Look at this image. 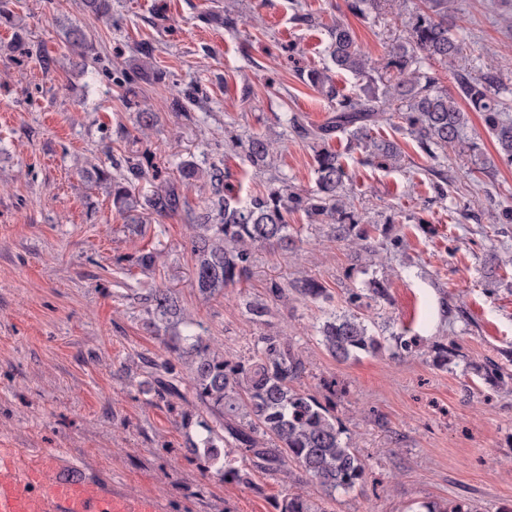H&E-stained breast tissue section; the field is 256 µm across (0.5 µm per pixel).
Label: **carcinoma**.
Instances as JSON below:
<instances>
[{
  "mask_svg": "<svg viewBox=\"0 0 512 512\" xmlns=\"http://www.w3.org/2000/svg\"><path fill=\"white\" fill-rule=\"evenodd\" d=\"M388 0H348L351 12L362 17ZM428 10L410 21L408 41L393 46L386 69L389 82L380 86L369 50L359 43L344 20L336 19L329 31L331 59L338 71L366 81L362 95L348 96L335 89L328 70H313L310 82L336 102L335 115L313 126L294 115L289 128L312 144L317 187L299 193L282 184L240 202L224 191L228 174L217 165L203 168L192 159L177 165L179 179L167 180L148 195L135 194L142 180L159 178L150 159L131 155L122 173L112 177V203L130 226L151 219L172 218L188 207L184 189L193 181H208L215 194L209 205L191 215V252L195 263L193 284L206 298L251 277L256 250H283L292 244L288 214L302 211L311 223L326 227V236L356 249L373 262L380 246L355 213L347 194L349 174L341 156L330 149L338 134L363 151L365 160L379 165L396 162L395 143L373 135L372 127L387 112L398 119V128L433 159L464 143L467 113L459 100L482 114L484 127L503 161L512 164V117L501 98V88L487 73L479 78L455 68L462 51V26L448 27V13L455 0H427ZM100 18H112V0H85ZM435 60L453 72L457 94L442 88L430 68ZM247 161L267 165L273 141L263 135L236 139ZM328 298L327 289L311 276L291 282L273 280L262 295L245 303L246 312L266 323L272 308L290 301L316 302ZM147 318L144 329L160 340L164 354L148 360L152 381L149 392L159 401L180 408L182 425L197 429L191 452L204 474L216 467L224 483L254 486L257 472L296 479L291 467L316 483L327 495L352 491L361 485L365 464L354 441L336 418L329 398L300 388L308 373L307 362L293 339L279 332H264L254 339L249 355L224 356V348L207 336L203 324L185 313L177 296L167 288H151L141 296ZM356 309L331 313L316 327L320 344L334 359L345 362L374 355L385 348L384 326ZM277 512H318L302 491L287 490L275 503Z\"/></svg>",
  "mask_w": 512,
  "mask_h": 512,
  "instance_id": "cac0c4a2",
  "label": "carcinoma"
}]
</instances>
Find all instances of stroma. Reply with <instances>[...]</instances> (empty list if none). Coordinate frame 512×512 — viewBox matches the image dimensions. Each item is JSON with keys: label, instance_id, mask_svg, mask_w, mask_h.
I'll return each mask as SVG.
<instances>
[{"label": "stroma", "instance_id": "1", "mask_svg": "<svg viewBox=\"0 0 512 512\" xmlns=\"http://www.w3.org/2000/svg\"><path fill=\"white\" fill-rule=\"evenodd\" d=\"M457 4L467 30L457 68L496 72L512 100V0ZM10 5L16 26L0 27V448L15 449L22 468L54 451L65 475L150 497L156 512H275L285 488L279 476L255 475L250 488L203 478L190 452L194 428L142 391L143 360L162 347L142 326L138 298L166 286L225 356L247 355L264 330H284L309 363L302 389L335 383L336 415L356 437L366 477L330 498L309 488L323 512H415L423 502L444 512L457 503L512 512V223L488 219L512 206V165L481 113H469L464 132L480 157L452 152L443 167L392 121L374 133L398 144L397 164H363L345 136L333 138L357 213L379 228L383 265L366 266L299 212L290 218L295 250L258 251L250 280L227 298L205 299L191 286L188 213L129 233L110 182L86 176L144 154L165 179L176 177L182 158L225 167L243 201L277 178L297 192L315 190L314 151L284 118L320 125L333 116L311 70L331 68L342 93L363 88L332 69L329 26L343 19L382 64L407 41L426 0H397L368 20L345 0H112L116 28L84 0ZM71 26L87 36L81 68L65 38ZM18 34L41 56H14ZM142 42L151 56L138 53ZM136 68L132 107L123 76ZM191 85L196 101H177L175 89ZM141 105L160 116L144 134ZM233 133L284 145L259 170L232 145ZM479 159L487 172H476ZM139 250L156 252L152 270L129 262ZM301 276L317 278L330 302L275 309L265 326L249 318L244 303L267 282ZM375 279L386 282L388 300H370ZM355 295L369 299L371 316L406 349L391 341L345 363L324 350L314 325L348 310ZM439 341L458 347L443 368L433 363ZM489 359L500 380L485 376Z\"/></svg>", "mask_w": 512, "mask_h": 512}]
</instances>
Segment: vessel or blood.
Masks as SVG:
<instances>
[{"label": "vessel or blood", "instance_id": "1", "mask_svg": "<svg viewBox=\"0 0 512 512\" xmlns=\"http://www.w3.org/2000/svg\"><path fill=\"white\" fill-rule=\"evenodd\" d=\"M58 457L43 453L18 470L10 453L0 454V512H154L152 500L112 493L90 480L58 474Z\"/></svg>", "mask_w": 512, "mask_h": 512}]
</instances>
